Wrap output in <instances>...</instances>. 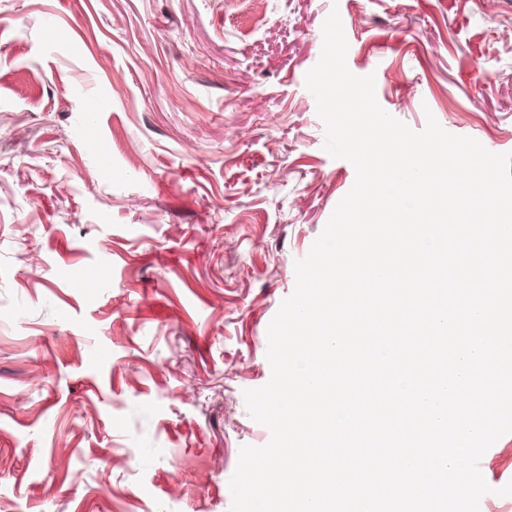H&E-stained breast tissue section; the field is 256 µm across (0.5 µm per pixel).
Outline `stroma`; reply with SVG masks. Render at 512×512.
<instances>
[{"label":"stroma","mask_w":512,"mask_h":512,"mask_svg":"<svg viewBox=\"0 0 512 512\" xmlns=\"http://www.w3.org/2000/svg\"><path fill=\"white\" fill-rule=\"evenodd\" d=\"M334 9L389 114L512 153V0H0V512H230L355 182L305 86ZM479 469L512 512V433Z\"/></svg>","instance_id":"obj_1"}]
</instances>
